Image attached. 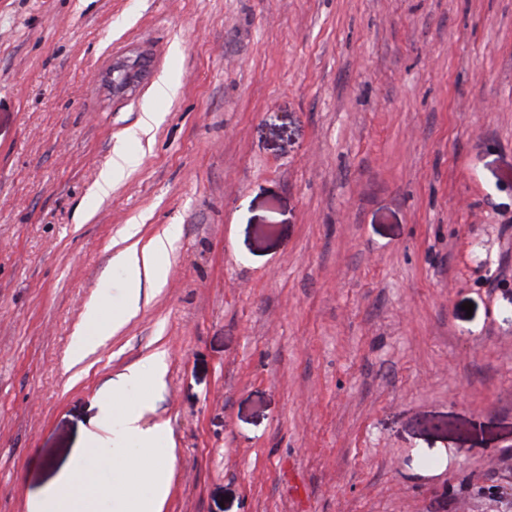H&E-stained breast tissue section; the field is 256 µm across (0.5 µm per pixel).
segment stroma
<instances>
[{"instance_id":"35a3bbf8","label":"stroma","mask_w":512,"mask_h":512,"mask_svg":"<svg viewBox=\"0 0 512 512\" xmlns=\"http://www.w3.org/2000/svg\"><path fill=\"white\" fill-rule=\"evenodd\" d=\"M145 400L163 512H512V0H0V512ZM145 62L141 55L125 56L112 61V68L106 73L105 81L116 97L133 93L145 76ZM137 163V159L126 153L116 152L112 158V165L101 173L99 191L101 195H107L112 190V184L124 177L129 168ZM139 233L140 225H128L122 241L130 243L116 255V261L127 272L126 293L129 310L137 307L139 303L142 275L148 282L161 285L166 282L168 273L165 256L170 248V237L167 235L164 238H156L148 246L139 249ZM127 313H116L105 317L100 307L92 305L85 314L86 330L73 345L70 360L80 363L86 354L108 336H112L125 322Z\"/></svg>"}]
</instances>
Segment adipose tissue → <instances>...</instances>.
I'll use <instances>...</instances> for the list:
<instances>
[{"mask_svg": "<svg viewBox=\"0 0 512 512\" xmlns=\"http://www.w3.org/2000/svg\"><path fill=\"white\" fill-rule=\"evenodd\" d=\"M139 233V225H128L124 236L126 246L116 255L117 262L127 272L126 293L132 308L139 303L142 281L160 285L165 283L168 273L165 257L170 247L169 238L154 239L143 247L139 244ZM125 320V314L106 317L100 307L90 306L85 314L86 330L72 348V363H80ZM143 414L140 408L124 413L119 430L111 437L115 455L135 473L134 479L117 491L112 512H161L170 492L173 466L156 458V432L143 427ZM41 512H99L94 480L87 475L78 480L69 476L61 478L48 491Z\"/></svg>", "mask_w": 512, "mask_h": 512, "instance_id": "1", "label": "adipose tissue"}]
</instances>
